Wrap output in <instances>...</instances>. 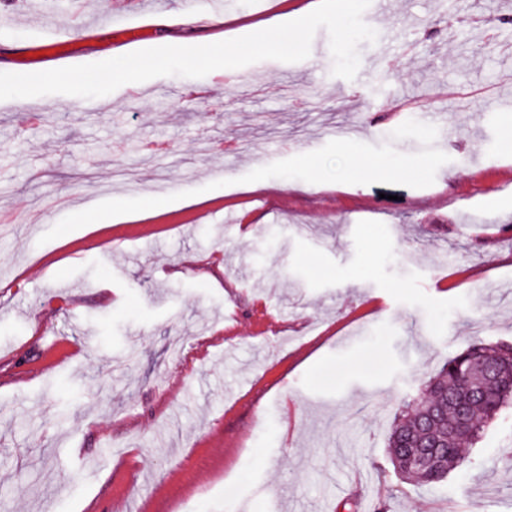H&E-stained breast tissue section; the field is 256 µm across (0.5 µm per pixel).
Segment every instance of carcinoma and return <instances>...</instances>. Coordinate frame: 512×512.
<instances>
[{"label": "carcinoma", "mask_w": 512, "mask_h": 512, "mask_svg": "<svg viewBox=\"0 0 512 512\" xmlns=\"http://www.w3.org/2000/svg\"><path fill=\"white\" fill-rule=\"evenodd\" d=\"M512 401V347L476 342L425 382L422 396L395 418L387 441L394 471L416 485L448 477L463 445Z\"/></svg>", "instance_id": "cac0c4a2"}]
</instances>
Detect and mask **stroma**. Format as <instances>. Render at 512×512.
Returning a JSON list of instances; mask_svg holds the SVG:
<instances>
[{
	"label": "stroma",
	"instance_id": "stroma-1",
	"mask_svg": "<svg viewBox=\"0 0 512 512\" xmlns=\"http://www.w3.org/2000/svg\"><path fill=\"white\" fill-rule=\"evenodd\" d=\"M222 3L218 31L183 0H0L16 17L0 72H38L34 48L82 19L87 64L124 55L139 10L155 17L138 51L298 7ZM364 16L379 40L351 81L321 29L304 61L246 66L220 107L175 109L194 84L179 76L86 100L84 118L47 96L30 128L0 101V512H512V404L440 483L405 482L387 454L448 357L512 344V212L481 205L512 197V0ZM454 90L468 102L432 120ZM344 122L357 133L336 140ZM154 139L166 153H143ZM116 233L129 256L100 252Z\"/></svg>",
	"mask_w": 512,
	"mask_h": 512
}]
</instances>
